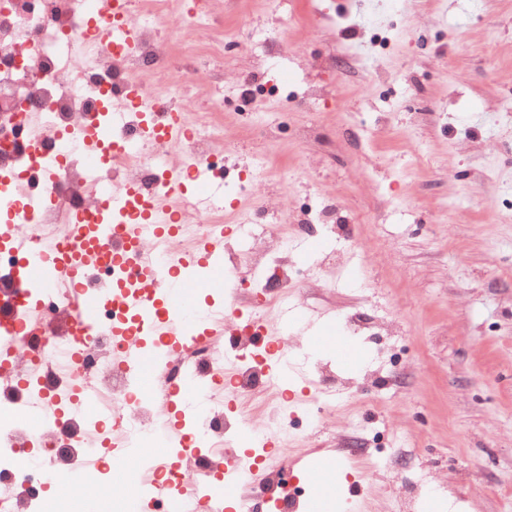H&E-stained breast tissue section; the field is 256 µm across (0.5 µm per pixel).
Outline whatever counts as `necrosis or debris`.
<instances>
[{
	"mask_svg": "<svg viewBox=\"0 0 512 512\" xmlns=\"http://www.w3.org/2000/svg\"><path fill=\"white\" fill-rule=\"evenodd\" d=\"M211 0H198L194 10L180 11V0H0V211L14 209L15 188L43 197L36 209L17 212L12 223L0 225V236H22L31 247L46 240L77 243L74 214L101 208L104 194L126 181L146 191L162 194L163 171L175 157L208 164L215 177L223 175L224 124L216 113L224 109L222 97H214L211 112L193 116L187 90L206 68L210 58H223L226 47L216 35ZM130 16L136 33L131 48L97 40L101 23L116 8ZM178 14V27L168 30L164 20ZM180 42L188 64L171 63L172 44ZM151 98L160 111L182 113L183 140L171 143L152 138L142 123L139 105L120 100L131 87ZM128 111L125 123L114 124L112 159L101 171L87 156L83 130L91 125L113 124V112ZM40 151L46 168L56 171L44 181L31 163ZM269 209L259 201L254 216L229 222L220 197L201 201L190 194L176 204L180 229L166 239L154 257L170 263L195 239L214 233L252 237L257 219ZM291 235L279 234L275 256L259 247L248 252H228L225 269L237 283L249 284L262 295L263 308L288 302L292 284L287 255L295 250ZM16 256L0 251V303H10L19 323L20 355L14 364L0 366V512H44L42 490L57 484L62 472H74L81 458L93 454L101 481L112 478L123 457L110 444L88 445V431L114 433L133 448L152 446L162 427L147 408L145 398L133 389V376L115 361L112 326L126 324L131 341H139L141 329L129 318L122 301L110 292L132 280L131 268L115 269L99 263L91 270L87 289L101 293L81 340L83 353L70 361L74 338L73 308L67 288H42L38 300L15 287L11 271ZM265 265L266 275L256 279L254 269ZM40 316L29 321L31 306ZM260 324L251 319L236 333L240 351L236 380L241 391L261 392L267 415L266 428L280 441L288 439V401L275 398L263 367L253 354L251 338ZM69 362L70 376L59 365ZM195 373L206 387L187 391L182 411L206 448L192 458L160 469L154 481L133 485L136 494L157 493L163 487L193 478L209 482V501L183 508L182 512H223L224 486L211 472L224 463V436L250 426L249 416L228 419L224 414V339L220 336L185 343L175 350L167 373ZM39 412L40 429L11 421L15 408Z\"/></svg>",
	"mask_w": 512,
	"mask_h": 512,
	"instance_id": "necrosis-or-debris-1",
	"label": "necrosis or debris"
}]
</instances>
